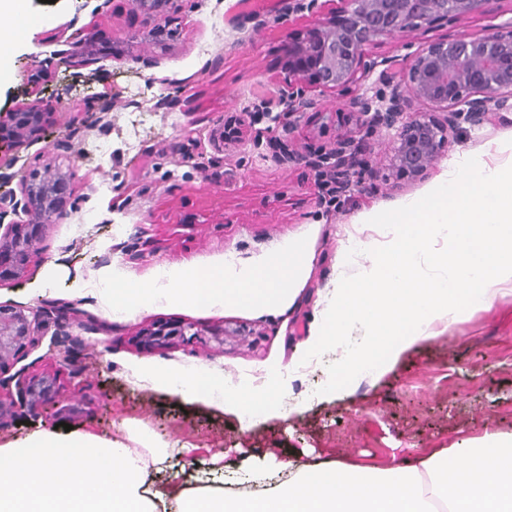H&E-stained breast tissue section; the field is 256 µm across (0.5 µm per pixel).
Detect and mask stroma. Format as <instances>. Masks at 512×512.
<instances>
[{"label": "stroma", "instance_id": "obj_1", "mask_svg": "<svg viewBox=\"0 0 512 512\" xmlns=\"http://www.w3.org/2000/svg\"><path fill=\"white\" fill-rule=\"evenodd\" d=\"M312 19L297 0H173L161 18L165 48L142 40L133 57L104 56L51 74L45 36L91 32L123 46L138 25L130 0L101 9L94 0H20L17 15L0 18L8 59L0 111L37 96L53 109L41 140L0 168V193L19 192L21 176L41 169L49 154L74 174L65 213L47 227L24 275L0 282L2 304L28 312L72 307L0 372L5 398L19 376L60 379L57 402L0 426L1 447L63 421L123 442L139 428L162 444L189 447L187 471L227 478L233 468L288 452L387 461L397 448H452L512 432V282L494 286L490 308L432 324L428 340L351 392H319L343 349L302 359L341 278L362 263L341 260L348 242L385 245V230L370 217L429 193L461 156L512 165V112L492 123L462 121L450 148L415 179L389 170L385 131L364 136L371 166L337 206L321 199L314 158L355 131L357 113L376 108L389 91L387 74L406 70L429 44L496 31L512 21V0L381 39L351 84L309 89L314 108L291 124L281 102L291 81L286 46ZM234 118L244 120L243 135L222 140ZM299 245L310 249L306 272L291 301L274 310L172 300L156 288L161 270L169 287L188 288L198 277L262 268ZM118 283L151 289L150 303L113 306ZM158 321L222 325L230 334L220 347L144 348L137 332ZM58 345L71 349L68 363L56 361ZM152 368L221 377L257 395L268 388L264 376L280 372V414L247 423L221 404L168 394ZM62 405L72 406L70 416L59 414Z\"/></svg>", "mask_w": 512, "mask_h": 512}]
</instances>
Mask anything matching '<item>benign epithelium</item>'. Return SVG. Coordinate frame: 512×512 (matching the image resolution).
I'll return each instance as SVG.
<instances>
[{
  "instance_id": "7a95c632",
  "label": "benign epithelium",
  "mask_w": 512,
  "mask_h": 512,
  "mask_svg": "<svg viewBox=\"0 0 512 512\" xmlns=\"http://www.w3.org/2000/svg\"><path fill=\"white\" fill-rule=\"evenodd\" d=\"M169 0H133L132 13L140 18L142 35L159 47L162 29L154 24ZM341 13L327 17L319 0L306 8L315 14L313 23L288 44V72L295 87L288 93V117L311 105L306 85L336 89L354 78L366 49L382 37L406 33L439 19L460 18L484 9L488 0H340ZM58 64L71 67L97 59L93 38L84 39L81 55L52 52ZM390 92L375 112L358 113L357 125L390 132L388 167L400 177H418L437 162L442 149L451 144V134L463 119L494 121L512 110V22L490 36H462L423 48L401 79H388ZM421 101L441 112L412 111ZM51 116L50 107L36 98L11 112H0V165L13 148L41 138ZM363 163L362 148L351 138L336 141L328 152L316 157L314 166L324 177L346 189L352 186L357 165ZM74 174L60 171L52 160L43 164V174L23 177L21 197L0 196V281L19 278L37 250L45 227L64 214L57 186L70 187ZM29 213L30 223H4L17 211ZM39 313L29 317L21 309L0 304V371L39 341ZM224 327H202L192 322H158L142 330L139 343L145 347H168L174 343L215 342L224 347ZM55 375H33L18 384L17 398L0 396V424L33 413L55 397Z\"/></svg>"
}]
</instances>
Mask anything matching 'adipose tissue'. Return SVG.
I'll list each match as a JSON object with an SVG mask.
<instances>
[{
	"instance_id": "ef3b65f1",
	"label": "adipose tissue",
	"mask_w": 512,
	"mask_h": 512,
	"mask_svg": "<svg viewBox=\"0 0 512 512\" xmlns=\"http://www.w3.org/2000/svg\"><path fill=\"white\" fill-rule=\"evenodd\" d=\"M306 247L220 288L173 290V298L274 307L304 269ZM171 394L224 404L255 419L277 412L274 394L254 396L223 380L154 372ZM137 447L92 433L45 430L0 447V512H512V433L487 434L457 448H424L388 462L337 457L271 461L287 480L256 493L195 480L153 487L151 469L173 450L141 435Z\"/></svg>"
}]
</instances>
